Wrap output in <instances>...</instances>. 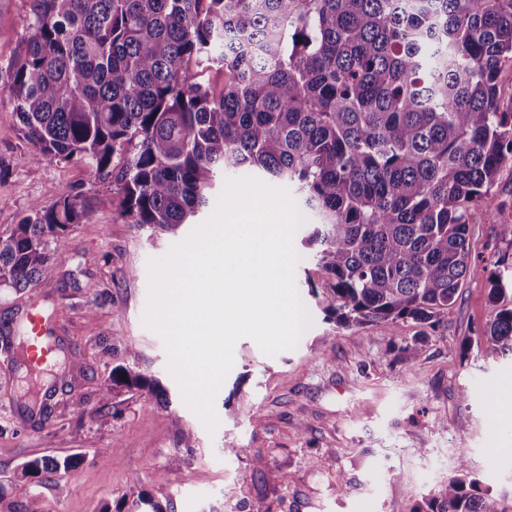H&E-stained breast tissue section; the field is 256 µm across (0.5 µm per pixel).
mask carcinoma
<instances>
[{"label": "carcinoma", "instance_id": "carcinoma-1", "mask_svg": "<svg viewBox=\"0 0 512 512\" xmlns=\"http://www.w3.org/2000/svg\"><path fill=\"white\" fill-rule=\"evenodd\" d=\"M224 68L215 94L190 63ZM512 0H32L4 91L41 155L116 187L121 216L164 231L207 207L215 175L292 183L317 222L325 288L341 327L434 325L474 270L470 225L512 166ZM76 197L22 217L0 242V286L54 276L50 243L80 222ZM489 319L477 340L512 352V224L496 225ZM162 400L161 381L122 360L98 386ZM71 457L28 460L12 491H33ZM425 512H503L465 460Z\"/></svg>", "mask_w": 512, "mask_h": 512}]
</instances>
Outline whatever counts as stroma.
<instances>
[{"label":"stroma","instance_id":"1","mask_svg":"<svg viewBox=\"0 0 512 512\" xmlns=\"http://www.w3.org/2000/svg\"><path fill=\"white\" fill-rule=\"evenodd\" d=\"M30 0H0V66L17 55ZM76 197L83 216L50 250L55 276L22 291L0 287V337L18 336L27 313L49 318L58 348L31 380L26 367L0 356V512H21L11 484L25 461L74 457L72 469L38 483L42 512H100L145 495L164 512H414L437 494L459 461L512 512V354L477 343L489 318L491 274L503 245L497 224L512 214V167L502 168L485 197L469 248L478 267L455 305L434 326L338 328L308 293L325 276L305 243L295 285L311 325L296 348L264 354L250 338L234 347V364L214 398L218 419L208 429L185 403L169 369L162 338L144 323L149 263L191 232L169 234L122 217L112 188L93 185L76 162L48 159L22 137L0 91V239L19 220ZM425 340L419 358L405 347ZM116 354L159 378L160 403L120 393L116 412L83 416L74 403L96 401ZM468 400H460L461 389ZM52 392V413L38 408ZM494 409H486V394ZM260 412L261 425L250 419ZM193 447H183L182 431ZM239 453L225 456V444ZM265 464L254 468L253 458Z\"/></svg>","mask_w":512,"mask_h":512}]
</instances>
